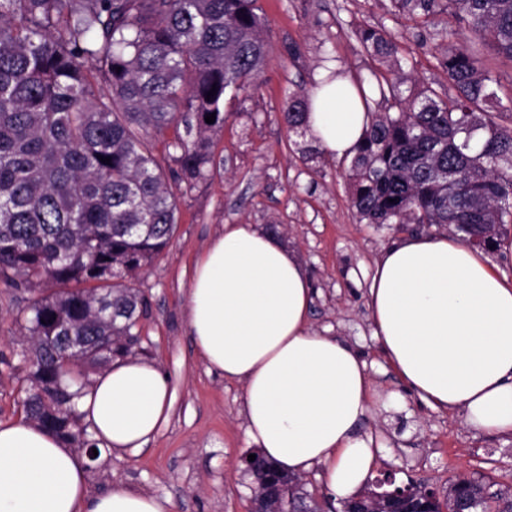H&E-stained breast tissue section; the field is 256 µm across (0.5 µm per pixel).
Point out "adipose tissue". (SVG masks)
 <instances>
[{
	"label": "adipose tissue",
	"instance_id": "adipose-tissue-1",
	"mask_svg": "<svg viewBox=\"0 0 512 512\" xmlns=\"http://www.w3.org/2000/svg\"><path fill=\"white\" fill-rule=\"evenodd\" d=\"M351 81L310 89L309 137L351 157L367 119ZM186 320L210 371L243 386L246 436L267 459L356 496L375 459L357 436L378 393L346 341L310 325L313 288L300 261L250 224H228L197 261ZM368 307L388 362L435 410L481 432H512V282L453 237L405 236L378 261ZM99 449L138 454L170 417L169 384L152 361L112 360L78 401ZM91 461L41 428L0 423V512H170L149 493L90 494Z\"/></svg>",
	"mask_w": 512,
	"mask_h": 512
}]
</instances>
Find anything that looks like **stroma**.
I'll list each match as a JSON object with an SVG mask.
<instances>
[{
	"label": "stroma",
	"mask_w": 512,
	"mask_h": 512,
	"mask_svg": "<svg viewBox=\"0 0 512 512\" xmlns=\"http://www.w3.org/2000/svg\"><path fill=\"white\" fill-rule=\"evenodd\" d=\"M267 20V64L258 90L226 98L215 137L222 164L211 180L178 197L179 223L166 253L131 285L150 307L140 321L138 357L167 375L172 414L138 456L105 453L90 469L97 494L133 488L168 498L172 512H250L253 478L243 459L253 452L241 413L243 387L208 372L198 356L185 307L196 260L228 224H251L276 238L304 266L315 291L311 324L350 343L366 361L379 399L360 427L380 450L365 483L420 486L445 495L458 475L512 497V433L483 434L460 414L431 409L407 390L373 338L366 305L375 263L401 229L360 222L351 206L347 160L306 163L308 137L282 121L290 97L311 88L324 51L352 75L371 61L355 37L363 25L388 31L409 60V82L447 89L434 55L455 32L454 18L420 26L391 12L389 0H259ZM31 292L0 285V422L24 417L20 404L32 348L19 318Z\"/></svg>",
	"instance_id": "obj_1"
}]
</instances>
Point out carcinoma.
Returning a JSON list of instances; mask_svg holds the SVG:
<instances>
[{
	"label": "carcinoma",
	"mask_w": 512,
	"mask_h": 512,
	"mask_svg": "<svg viewBox=\"0 0 512 512\" xmlns=\"http://www.w3.org/2000/svg\"><path fill=\"white\" fill-rule=\"evenodd\" d=\"M258 2L0 0V283L37 293L25 310L22 404L70 448L96 447L77 413L89 374L140 342L149 302L125 281L170 246L176 183L192 188L221 165L213 136L226 95L257 87L267 59ZM389 2L424 24L452 15L482 46L450 43L435 56L447 95L406 86L384 30L356 31L377 67L372 80L354 79L368 123L348 167L352 207L369 224L448 227L495 249L500 235L476 239L486 224H512V129L497 122L499 81L482 55L486 47L512 61V0ZM309 111L301 88L284 123L304 134ZM163 141L167 167L155 155ZM278 478L295 509L321 512L299 478ZM492 500L512 512V499L482 483L472 512H491Z\"/></svg>",
	"instance_id": "cac0c4a2"
}]
</instances>
